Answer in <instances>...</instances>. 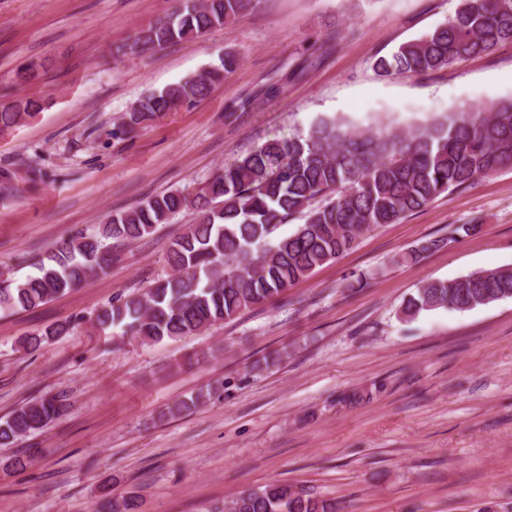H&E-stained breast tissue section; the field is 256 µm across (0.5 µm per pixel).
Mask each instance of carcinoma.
<instances>
[{
	"mask_svg": "<svg viewBox=\"0 0 512 512\" xmlns=\"http://www.w3.org/2000/svg\"><path fill=\"white\" fill-rule=\"evenodd\" d=\"M255 0H185L182 8L144 28L126 50L154 51L191 40L212 28L247 16ZM512 42V0H459L454 15L389 57L376 59L383 76H419L445 69L463 57H479ZM236 65L205 68L158 92L143 96L113 124L106 136L130 138L165 112L205 99ZM41 98L18 97L0 104V134L35 116ZM512 168V100L476 105L403 130L345 129L319 119L307 131L273 138L217 171L194 193L190 187L117 211L106 223L61 243L37 274L23 281L0 277V309L30 310L88 284L105 271L112 247L131 243L167 224L183 210L197 221L174 239L167 254L170 273L145 293L118 298L91 319L99 330L121 328L143 343L192 336L253 306L279 299L296 282L351 250L364 233L396 224L444 193ZM303 220L283 235L281 227ZM446 238H430L401 256L416 263L438 250ZM512 299V267L478 270L454 280L423 283L401 310L405 322L424 311L468 310ZM65 320L24 339L35 350L45 338L73 330ZM224 389L219 383L176 406L182 412ZM67 410L62 396L25 403L0 420V446L31 435ZM221 512H334L326 499L288 483H272L240 494Z\"/></svg>",
	"mask_w": 512,
	"mask_h": 512,
	"instance_id": "obj_1",
	"label": "carcinoma"
}]
</instances>
